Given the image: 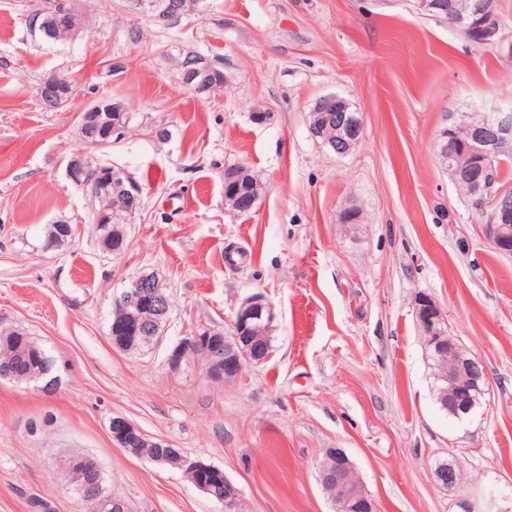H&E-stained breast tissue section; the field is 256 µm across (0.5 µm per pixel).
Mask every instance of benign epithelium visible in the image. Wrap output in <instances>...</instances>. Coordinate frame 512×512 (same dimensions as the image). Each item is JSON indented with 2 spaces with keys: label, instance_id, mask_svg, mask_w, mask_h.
Returning <instances> with one entry per match:
<instances>
[{
  "label": "benign epithelium",
  "instance_id": "1",
  "mask_svg": "<svg viewBox=\"0 0 512 512\" xmlns=\"http://www.w3.org/2000/svg\"><path fill=\"white\" fill-rule=\"evenodd\" d=\"M200 0H132L133 10L150 20L178 21L184 15L198 9ZM418 7L434 17L446 16L448 22L458 25L469 34L471 41L481 46L498 47L506 41L499 17L485 12L480 4H471L465 13L454 11L448 0H418ZM28 28L34 32H54L66 28L74 34L80 20L71 12L65 24L32 4L25 16ZM183 83L196 92L213 89L224 82V74L201 55L187 58L182 70ZM71 89L66 77L51 75L43 83L40 104L46 110L54 109L57 97L68 95ZM103 104L92 106L82 113L81 134L83 140L96 146L108 144L111 135L125 128L124 112L116 109L103 116ZM349 104L335 95L317 99L311 107L316 119L308 124L310 134L322 141L338 155L350 153L359 143L363 132L362 119L353 122L347 117ZM512 134V112L501 110L493 119L472 122L461 129L452 124L439 134L438 155L451 180L466 184L470 191L485 201L482 212L486 216L485 233L495 248L512 246V187L502 185V178L494 173V155L490 147L497 140ZM70 179L79 186H87L104 176L93 171L80 156L71 158L67 164ZM110 184L121 193L123 202L133 207L138 203L140 190L136 183L124 180L123 172L112 170ZM122 306L126 316L131 318L128 327H140L141 346L152 349L161 344L164 333L162 324L170 314V301L166 286L154 272L143 271L131 278L120 294L114 299ZM415 311L424 332L425 344L432 347L439 356H448V379L457 382L453 406L458 418L470 415L475 402L468 392L470 384H483L486 380L481 362L469 352L454 347L452 339L443 327L438 305L423 295L415 300ZM276 314L272 304L261 294L247 297L235 312L231 331L215 336L213 331L204 329L181 338L166 354V362L173 373L181 371L182 363L194 359L203 363L206 376L213 382L222 383L238 377L245 365H261L268 355L262 354L256 346L258 335L270 334L276 329ZM112 441L119 446L130 440L150 442L161 448L169 443L144 433L137 425L123 415L111 418L108 426ZM336 471H322L321 483L336 489V503L356 502L364 512H373L371 499L363 491L348 457L336 449ZM461 474L453 461L439 471L436 482L449 489L456 487ZM224 512H243V503L238 488L228 479L224 480V497L219 499Z\"/></svg>",
  "mask_w": 512,
  "mask_h": 512
}]
</instances>
